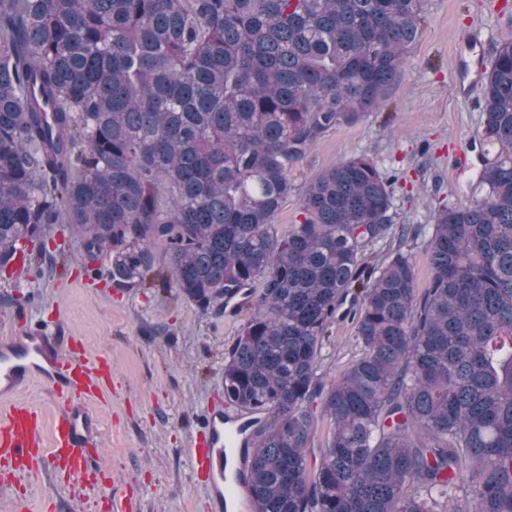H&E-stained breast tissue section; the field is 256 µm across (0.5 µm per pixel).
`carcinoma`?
<instances>
[{"mask_svg": "<svg viewBox=\"0 0 512 512\" xmlns=\"http://www.w3.org/2000/svg\"><path fill=\"white\" fill-rule=\"evenodd\" d=\"M423 0H0V272L66 224L201 310L256 295L224 363L251 512H512V40L481 78L484 194L438 208L418 286L359 156L272 219L329 130L401 80ZM359 351L320 374L338 319ZM328 424L309 461L317 419Z\"/></svg>", "mask_w": 512, "mask_h": 512, "instance_id": "carcinoma-1", "label": "carcinoma"}]
</instances>
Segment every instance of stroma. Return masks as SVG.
Returning <instances> with one entry per match:
<instances>
[{
    "instance_id": "obj_1",
    "label": "stroma",
    "mask_w": 512,
    "mask_h": 512,
    "mask_svg": "<svg viewBox=\"0 0 512 512\" xmlns=\"http://www.w3.org/2000/svg\"><path fill=\"white\" fill-rule=\"evenodd\" d=\"M480 30L489 49L512 39V0H423V23L402 80L379 110L324 134L292 171L294 192L274 218L279 233L298 222L302 196L322 169L366 155L393 185L394 224L430 227L439 206L462 207L483 194L477 180L479 84L454 90V48ZM49 259L0 274V337L20 320H50L92 361L112 367L98 401L104 438L100 488L86 496L53 466L0 480V512H208L207 488L189 449L208 406L224 404V360L250 310L199 309L160 285L113 282L106 257L89 260L79 239L55 225ZM353 324L339 321L322 351L324 373L354 359Z\"/></svg>"
}]
</instances>
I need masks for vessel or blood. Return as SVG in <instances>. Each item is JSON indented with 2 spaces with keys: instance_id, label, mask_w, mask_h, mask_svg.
Wrapping results in <instances>:
<instances>
[{
  "instance_id": "1",
  "label": "vessel or blood",
  "mask_w": 512,
  "mask_h": 512,
  "mask_svg": "<svg viewBox=\"0 0 512 512\" xmlns=\"http://www.w3.org/2000/svg\"><path fill=\"white\" fill-rule=\"evenodd\" d=\"M487 60L488 48L479 33L462 38L454 76L458 94L467 93ZM111 380L109 365L89 362L82 353L65 348L46 324L27 323L18 335L1 339L0 397H13L36 384L49 395L56 413L47 432L39 409L8 406L0 413V459L19 474L36 471L49 461L67 483L88 485L102 436L94 403ZM240 441L234 423L225 422L223 409L208 408L191 459L205 478L211 512H229L248 498Z\"/></svg>"
}]
</instances>
